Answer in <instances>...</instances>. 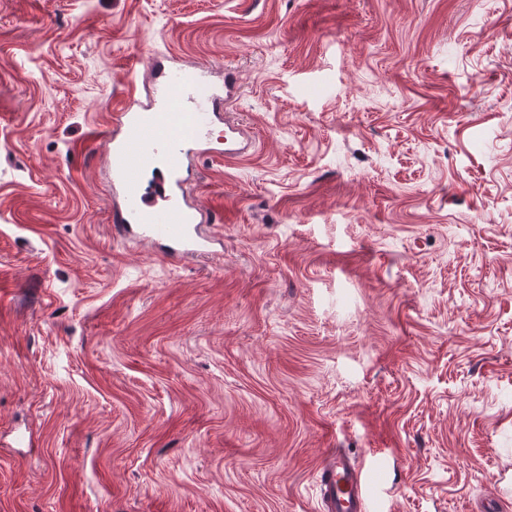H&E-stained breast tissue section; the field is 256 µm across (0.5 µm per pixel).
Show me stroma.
<instances>
[{"label": "stroma", "instance_id": "35a3bbf8", "mask_svg": "<svg viewBox=\"0 0 512 512\" xmlns=\"http://www.w3.org/2000/svg\"><path fill=\"white\" fill-rule=\"evenodd\" d=\"M235 74L213 256L112 235L155 53ZM512 512V0H0V512ZM375 461L356 464L343 452L329 453L318 472L323 512H368L371 496L368 474Z\"/></svg>", "mask_w": 512, "mask_h": 512}]
</instances>
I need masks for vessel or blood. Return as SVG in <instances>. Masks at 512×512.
Here are the masks:
<instances>
[{
    "mask_svg": "<svg viewBox=\"0 0 512 512\" xmlns=\"http://www.w3.org/2000/svg\"><path fill=\"white\" fill-rule=\"evenodd\" d=\"M207 69L187 73L159 66L158 88L147 104L113 113L112 234L122 240L153 243L168 261L207 257L212 239L201 227L210 214L189 202L186 165L205 152L207 130L224 122V157L245 153L249 141L233 119H221L218 93L200 98L197 88ZM374 460L354 462L343 452L328 454L318 472L322 512H368V473Z\"/></svg>",
    "mask_w": 512,
    "mask_h": 512,
    "instance_id": "1",
    "label": "vessel or blood"
}]
</instances>
